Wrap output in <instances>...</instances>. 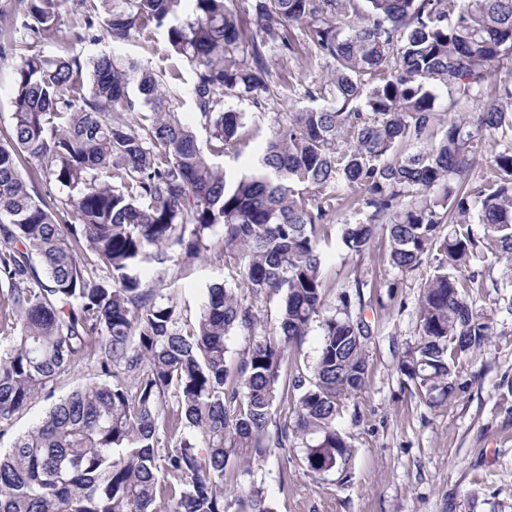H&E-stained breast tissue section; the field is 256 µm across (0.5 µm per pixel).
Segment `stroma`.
I'll use <instances>...</instances> for the list:
<instances>
[{"label": "stroma", "mask_w": 512, "mask_h": 512, "mask_svg": "<svg viewBox=\"0 0 512 512\" xmlns=\"http://www.w3.org/2000/svg\"><path fill=\"white\" fill-rule=\"evenodd\" d=\"M84 55L109 52L156 71L172 64L163 30L149 39L134 38L122 45L109 39L84 44ZM274 85L262 106L228 100V107L245 112L256 136L240 154H223L213 162L229 175L249 173L277 113L287 111L288 88L300 80L321 76L304 56L272 59ZM356 214L342 209L338 227L355 222ZM332 230L323 272L333 288L324 315L339 314L342 295H360L352 304L377 327L369 345L366 385L345 403L336 427L351 444L354 456L345 484L336 473L324 480L308 477L303 468L304 436H290L287 447L270 448L239 472L242 488L262 487L271 512H512V271L493 266L490 276L499 287L473 293L476 307L493 314L494 334L484 349L456 361L455 391L430 406L401 364L418 341L416 303L434 268L423 261L402 273L384 264L388 234L378 231L364 262L347 256L340 232ZM169 259L157 264L145 259L136 269L141 279L164 295H173L183 320L195 324L207 289L222 283L239 298L253 303L264 325L271 327L276 302L253 301L242 281V264L188 259L170 247ZM368 288L355 290V279Z\"/></svg>", "instance_id": "1"}]
</instances>
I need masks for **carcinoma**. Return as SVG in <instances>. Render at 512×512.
I'll return each mask as SVG.
<instances>
[{
  "instance_id": "obj_1",
  "label": "carcinoma",
  "mask_w": 512,
  "mask_h": 512,
  "mask_svg": "<svg viewBox=\"0 0 512 512\" xmlns=\"http://www.w3.org/2000/svg\"><path fill=\"white\" fill-rule=\"evenodd\" d=\"M9 2L15 21L0 57L19 44L32 53L14 68L0 142V337H12L0 345V426L35 396L51 398L76 362L95 360L101 379L53 403L0 453V512H269L256 486L225 500L228 465L287 447L291 430L316 435L307 475L348 478L353 448L336 418L366 383L375 327L352 318L348 295L344 317H322L320 244L339 206L364 215L342 227L356 260L380 226L390 267L434 260L417 303L419 341L402 365L428 404L448 397L451 362L493 334L470 291L500 284L474 267H512V147L473 178L489 141L512 131V77L497 76L512 60V0H191L184 20L182 0H71L78 44L102 30L120 44L166 28L192 68L195 113L217 154L247 138L245 113L224 100L260 105L270 52L291 58L307 47L326 76L291 93L313 105L288 108L240 178L218 169L181 121L165 74L108 53L46 57L35 48L61 25L60 0ZM243 2L258 23L248 39ZM31 158L76 195L46 203L20 172ZM60 209L72 210L71 223L56 220ZM218 225L219 257L244 253L245 287L277 301L273 332L233 370L225 339L256 335L252 306L213 284L187 330L177 302L134 273L150 248L160 264L172 244L204 256ZM315 322L311 378H284L290 348ZM290 389L294 424L271 431Z\"/></svg>"
}]
</instances>
